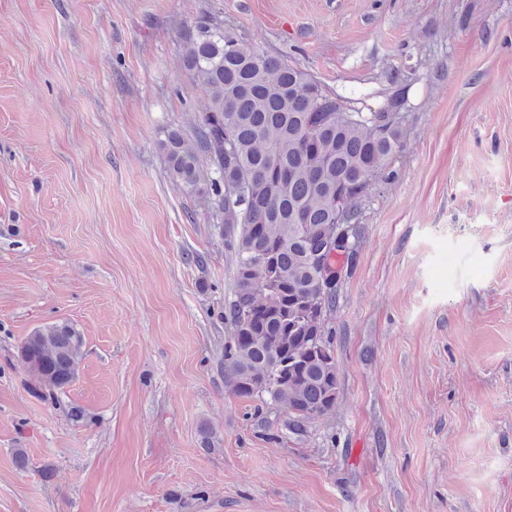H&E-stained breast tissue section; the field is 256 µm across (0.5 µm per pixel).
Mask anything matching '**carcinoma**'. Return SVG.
<instances>
[{"label":"carcinoma","mask_w":512,"mask_h":512,"mask_svg":"<svg viewBox=\"0 0 512 512\" xmlns=\"http://www.w3.org/2000/svg\"><path fill=\"white\" fill-rule=\"evenodd\" d=\"M183 68L209 98L187 134L159 141L168 177L205 200L227 225L236 266L224 304L231 393L288 412L292 433L330 412L339 372L325 323L336 308V274L355 251L335 239L336 204L357 229L368 177L390 181L404 148L402 126H378L364 100L337 94L207 15L178 35ZM207 164H202L201 159ZM84 337L67 322L36 328L18 347L53 401L78 377Z\"/></svg>","instance_id":"cac0c4a2"}]
</instances>
